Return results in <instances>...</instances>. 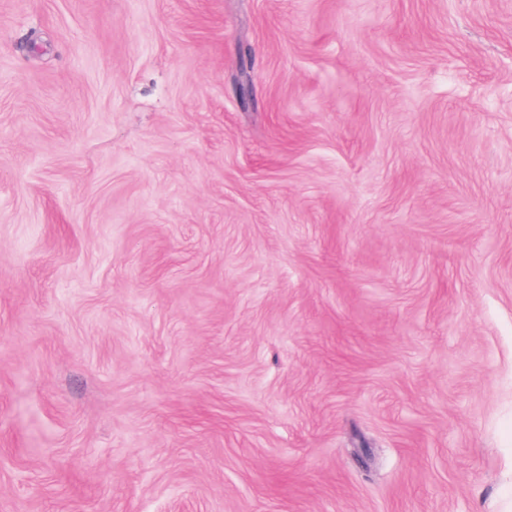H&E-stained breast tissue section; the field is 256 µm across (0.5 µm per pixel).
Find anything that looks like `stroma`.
Wrapping results in <instances>:
<instances>
[{
	"label": "stroma",
	"mask_w": 512,
	"mask_h": 512,
	"mask_svg": "<svg viewBox=\"0 0 512 512\" xmlns=\"http://www.w3.org/2000/svg\"><path fill=\"white\" fill-rule=\"evenodd\" d=\"M0 512H512V0H0Z\"/></svg>",
	"instance_id": "stroma-1"
}]
</instances>
